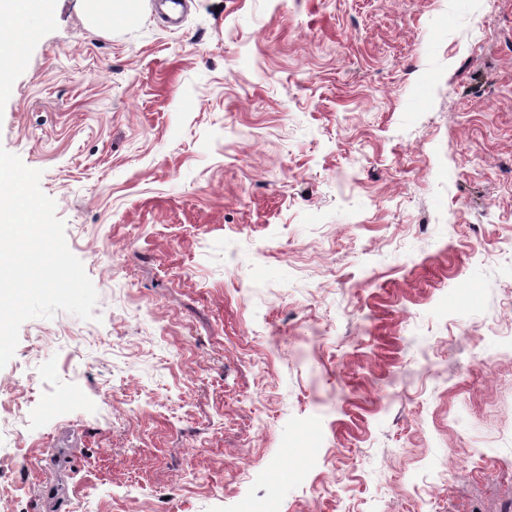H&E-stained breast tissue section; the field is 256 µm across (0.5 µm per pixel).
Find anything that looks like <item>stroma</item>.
Returning a JSON list of instances; mask_svg holds the SVG:
<instances>
[{"instance_id": "stroma-1", "label": "stroma", "mask_w": 512, "mask_h": 512, "mask_svg": "<svg viewBox=\"0 0 512 512\" xmlns=\"http://www.w3.org/2000/svg\"><path fill=\"white\" fill-rule=\"evenodd\" d=\"M53 9L0 147L98 300L0 369V512H512V0Z\"/></svg>"}]
</instances>
